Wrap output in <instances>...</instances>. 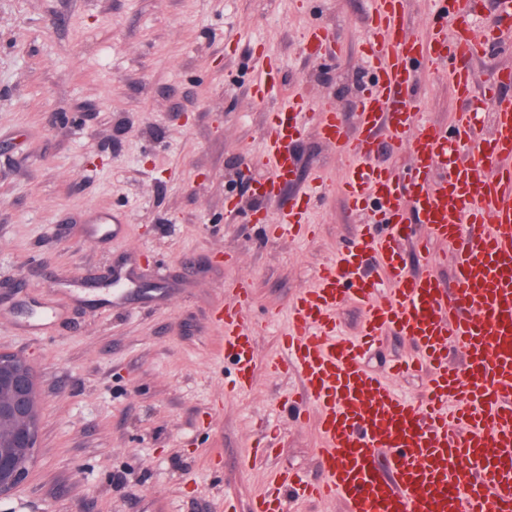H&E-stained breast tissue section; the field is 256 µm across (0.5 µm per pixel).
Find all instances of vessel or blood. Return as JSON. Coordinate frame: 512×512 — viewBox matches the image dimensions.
I'll return each instance as SVG.
<instances>
[{"mask_svg": "<svg viewBox=\"0 0 512 512\" xmlns=\"http://www.w3.org/2000/svg\"><path fill=\"white\" fill-rule=\"evenodd\" d=\"M437 14L455 16L453 32L433 24L428 40L405 32L404 0H377L364 31L373 91L359 102L357 132L339 109L314 117L320 135L351 163L344 198L365 219L359 233L323 265L313 287L292 304L283 346L302 392L285 405L296 422L316 416L321 478L311 498L334 497L346 512H512V100L500 89L512 69L496 72L484 90L492 130L478 131L470 104L472 63L500 43L512 22V0H497L494 23L472 34L479 0H435ZM451 66L462 108L447 128L416 122L402 103L418 68ZM405 145L407 176L391 165L360 167L376 151L379 133ZM302 133L295 118L274 113L270 177L255 194L271 200L293 174L288 144ZM313 194L276 218L286 233L304 219ZM412 242L426 263L414 273L403 260ZM453 245L452 275L435 273L433 242ZM389 288L387 299L377 292ZM224 308L220 358L235 364L233 384L254 383L255 346L244 321L248 279ZM362 313L359 335H338L346 304ZM407 337L404 365L424 371L420 399L402 394L364 366V348L386 332ZM459 352L460 363L448 359Z\"/></svg>", "mask_w": 512, "mask_h": 512, "instance_id": "vessel-or-blood-1", "label": "vessel or blood"}]
</instances>
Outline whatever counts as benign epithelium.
Returning <instances> with one entry per match:
<instances>
[{"label": "benign epithelium", "instance_id": "1", "mask_svg": "<svg viewBox=\"0 0 512 512\" xmlns=\"http://www.w3.org/2000/svg\"><path fill=\"white\" fill-rule=\"evenodd\" d=\"M32 369L19 356L0 353V497L10 493L32 465L38 426Z\"/></svg>", "mask_w": 512, "mask_h": 512}]
</instances>
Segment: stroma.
Listing matches in <instances>:
<instances>
[{"label":"stroma","mask_w":512,"mask_h":512,"mask_svg":"<svg viewBox=\"0 0 512 512\" xmlns=\"http://www.w3.org/2000/svg\"><path fill=\"white\" fill-rule=\"evenodd\" d=\"M374 0H0V353L31 365L35 460L0 512H238L283 467L319 479L314 422L282 409L271 376L288 309L361 219L350 163L302 115L293 181L271 201L270 107H338L349 128L372 75L362 36ZM324 31L319 56L306 37ZM274 71V99L252 86ZM408 104L429 124L461 108L447 76L418 73ZM325 184L302 239H262ZM99 212L122 236L93 242ZM135 272L112 304L113 266ZM251 284L256 383L227 391L222 312Z\"/></svg>","instance_id":"35a3bbf8"}]
</instances>
